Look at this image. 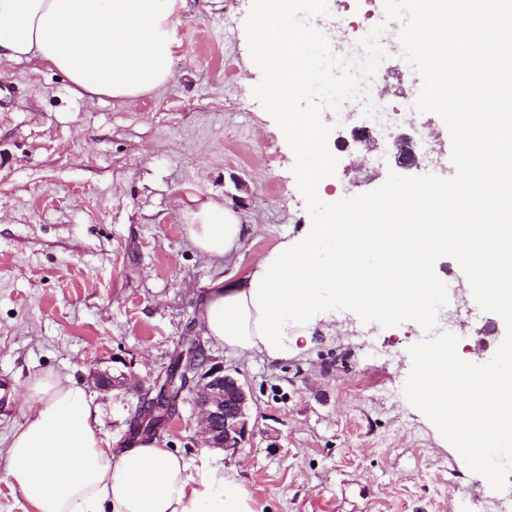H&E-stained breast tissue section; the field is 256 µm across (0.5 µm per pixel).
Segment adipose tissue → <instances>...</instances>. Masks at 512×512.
Wrapping results in <instances>:
<instances>
[{
  "label": "adipose tissue",
  "instance_id": "obj_1",
  "mask_svg": "<svg viewBox=\"0 0 512 512\" xmlns=\"http://www.w3.org/2000/svg\"><path fill=\"white\" fill-rule=\"evenodd\" d=\"M184 0H0V61H37L60 71L80 95L135 99L169 79ZM420 220L355 224L337 204L322 223L282 240L240 277H218L199 307L205 335L239 356L285 361L310 345L327 315L326 295L387 316L434 319L430 275L436 250L475 260L473 274L512 267V230L445 224L411 193ZM187 230L215 266L243 246L244 227L224 205L206 202ZM28 419L5 448L11 488L33 512H255L244 485L223 470L192 472L156 441L115 450L100 434L84 388L46 372L26 387Z\"/></svg>",
  "mask_w": 512,
  "mask_h": 512
}]
</instances>
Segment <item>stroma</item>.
Segmentation results:
<instances>
[{
	"mask_svg": "<svg viewBox=\"0 0 512 512\" xmlns=\"http://www.w3.org/2000/svg\"><path fill=\"white\" fill-rule=\"evenodd\" d=\"M251 0H185L168 82L132 101L75 94L67 78L32 61L0 62V380L15 385L0 412V441L28 417L26 384L52 372L85 386L101 430L126 447L141 393L163 377L181 339L201 335L199 302L218 274H242L284 236L310 223L283 131L252 94L261 71L244 23ZM381 67L388 97L411 132L420 86L392 39ZM334 129L339 159L327 194L355 196L395 169L386 146ZM247 226L237 256L216 271L185 227L206 201ZM465 314L458 354L488 361L505 335L450 257ZM419 324L392 328L340 311L319 321L301 356L274 362L206 344L251 393V433L224 453L201 447L190 401L156 441L192 469L236 471L256 512H512V485L491 488L406 399L408 349ZM97 370L127 373L133 388L89 387Z\"/></svg>",
	"mask_w": 512,
	"mask_h": 512,
	"instance_id": "1",
	"label": "stroma"
}]
</instances>
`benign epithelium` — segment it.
<instances>
[{"label":"benign epithelium","mask_w":512,"mask_h":512,"mask_svg":"<svg viewBox=\"0 0 512 512\" xmlns=\"http://www.w3.org/2000/svg\"><path fill=\"white\" fill-rule=\"evenodd\" d=\"M402 168L418 164L413 141L405 134L393 140ZM185 390L197 416V436L204 448L234 450L250 433L249 395L243 383L207 357L193 365Z\"/></svg>","instance_id":"7a95c632"}]
</instances>
